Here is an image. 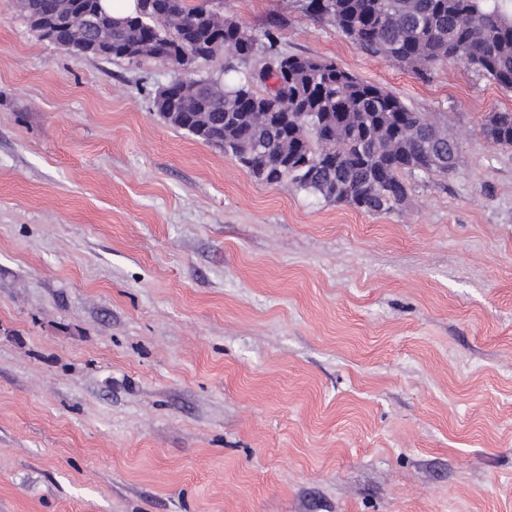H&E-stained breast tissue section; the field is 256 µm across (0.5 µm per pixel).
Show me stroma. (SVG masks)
I'll return each mask as SVG.
<instances>
[{"label":"stroma","mask_w":512,"mask_h":512,"mask_svg":"<svg viewBox=\"0 0 512 512\" xmlns=\"http://www.w3.org/2000/svg\"><path fill=\"white\" fill-rule=\"evenodd\" d=\"M223 0L434 115L455 169L370 214L165 123L154 59L0 0V512H512V92ZM32 1L28 7L34 11L42 12L50 15H65L69 18V22L66 26L60 29L59 33V44L63 50L72 53L69 48H64L66 42L69 43L71 38H81L85 35V43L86 46L96 39L94 36L90 35V32L85 29L80 20L85 19L87 17H79L75 10L73 9V3L75 0H29ZM42 13L31 14L28 17V21L30 26L38 31L44 39L49 40L51 42H55L56 34L58 32L57 24L49 19L46 15ZM103 39L96 40L102 46H105L107 41V31L103 32ZM59 47V48H60ZM74 54V53H72ZM483 133L497 145L511 148L512 112H492L483 126Z\"/></svg>","instance_id":"1"}]
</instances>
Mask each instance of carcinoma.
Listing matches in <instances>:
<instances>
[{"mask_svg":"<svg viewBox=\"0 0 512 512\" xmlns=\"http://www.w3.org/2000/svg\"><path fill=\"white\" fill-rule=\"evenodd\" d=\"M75 0H32L29 8L69 18L59 46L73 38L95 41L73 9ZM324 20L372 57L410 68L424 79L443 62L465 64L512 91V18L485 0H308ZM209 0H153L149 12L112 27L102 58L136 61L142 49L189 72L224 55L226 83L175 78L154 98L159 116L204 143L241 160L263 153L247 172L265 185L291 184L326 201L366 213L403 204L404 176L448 173L458 142L442 135L426 112L363 81L335 61L287 54L273 20L259 37L232 18L213 26ZM483 133L512 147V112L491 113Z\"/></svg>","mask_w":512,"mask_h":512,"instance_id":"1","label":"carcinoma"}]
</instances>
